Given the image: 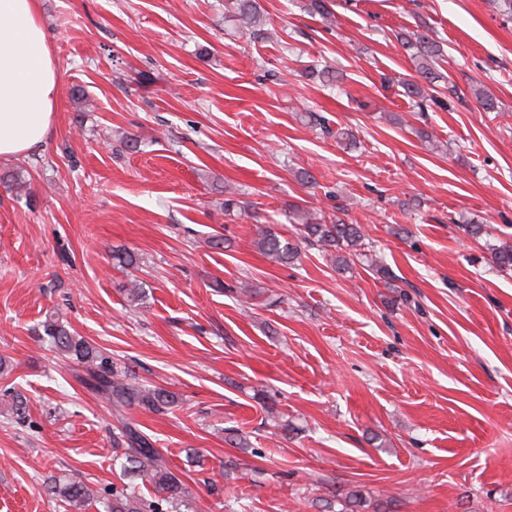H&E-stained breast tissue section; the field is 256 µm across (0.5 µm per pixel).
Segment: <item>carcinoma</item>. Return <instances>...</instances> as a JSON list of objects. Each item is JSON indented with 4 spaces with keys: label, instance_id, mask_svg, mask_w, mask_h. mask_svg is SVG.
Instances as JSON below:
<instances>
[{
    "label": "carcinoma",
    "instance_id": "1",
    "mask_svg": "<svg viewBox=\"0 0 512 512\" xmlns=\"http://www.w3.org/2000/svg\"><path fill=\"white\" fill-rule=\"evenodd\" d=\"M334 0H307L306 9L323 21L332 24L334 13L331 9ZM227 11L239 22L240 26L253 38L263 37V14L259 0H231ZM403 49L410 53L415 61L416 71L426 81H432V75L440 61L442 50L439 43L426 29L397 36ZM397 82L420 111L436 107L448 108V103L435 94L428 92L426 86L410 80L384 78V82ZM293 219L297 220L296 234L299 239L292 241L282 237L273 228L267 226L259 231L255 240L256 247L272 261L281 265L294 264L301 256L300 245L317 246L324 252L334 254L336 268L343 272L353 270L354 257L361 254L365 246V231L362 225L349 222L334 214L330 217L298 206L294 207ZM492 262L501 269L512 268V244L503 242L490 247ZM48 342L58 352L69 356L84 368V384L98 394L109 405L119 422L113 428L112 441L116 448L124 449L125 462L122 469L135 472L139 483L112 486L101 491L94 489L77 477H50V491L59 501L64 512H85L88 506L98 500L100 493L109 495L107 512H181L190 496L183 480L170 470L160 451L154 447L136 424L131 422L127 413L132 408L145 412L165 413L175 406V397L167 390L130 382L124 367L112 361L96 346L80 336L60 317L50 314L42 324ZM0 404L9 407L16 420L24 418V400L18 390L9 387L0 392ZM152 490L147 497L142 489Z\"/></svg>",
    "mask_w": 512,
    "mask_h": 512
}]
</instances>
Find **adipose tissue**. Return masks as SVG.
Instances as JSON below:
<instances>
[{
	"mask_svg": "<svg viewBox=\"0 0 512 512\" xmlns=\"http://www.w3.org/2000/svg\"><path fill=\"white\" fill-rule=\"evenodd\" d=\"M59 74L38 0H0V158L45 143L59 97Z\"/></svg>",
	"mask_w": 512,
	"mask_h": 512,
	"instance_id": "adipose-tissue-1",
	"label": "adipose tissue"
}]
</instances>
